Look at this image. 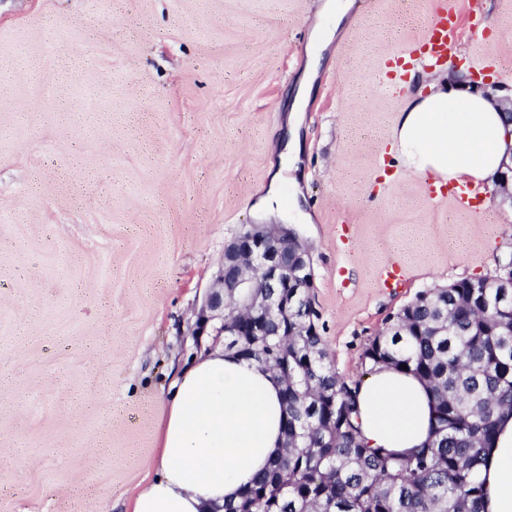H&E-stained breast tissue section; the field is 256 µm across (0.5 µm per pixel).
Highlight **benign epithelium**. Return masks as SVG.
Returning a JSON list of instances; mask_svg holds the SVG:
<instances>
[{
  "label": "benign epithelium",
  "mask_w": 512,
  "mask_h": 512,
  "mask_svg": "<svg viewBox=\"0 0 512 512\" xmlns=\"http://www.w3.org/2000/svg\"><path fill=\"white\" fill-rule=\"evenodd\" d=\"M505 194L512 200V166L500 174L491 199ZM261 268L264 278L256 285L243 264ZM314 270L309 247L292 224H250L224 247V257L214 283L196 313V335L209 324L224 321L226 301L252 288L251 301L268 313L288 310V289L313 288Z\"/></svg>",
  "instance_id": "1"
}]
</instances>
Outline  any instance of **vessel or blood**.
Segmentation results:
<instances>
[{"label": "vessel or blood", "instance_id": "vessel-or-blood-1", "mask_svg": "<svg viewBox=\"0 0 512 512\" xmlns=\"http://www.w3.org/2000/svg\"><path fill=\"white\" fill-rule=\"evenodd\" d=\"M457 46V16L449 9L447 0H432L427 22L419 36L407 47H404L390 57L392 65L391 83L399 85L402 76L412 63L425 60L440 63L453 53ZM429 197L437 204L453 201L464 210H474L481 204L482 198L470 184L437 183L430 185Z\"/></svg>", "mask_w": 512, "mask_h": 512}]
</instances>
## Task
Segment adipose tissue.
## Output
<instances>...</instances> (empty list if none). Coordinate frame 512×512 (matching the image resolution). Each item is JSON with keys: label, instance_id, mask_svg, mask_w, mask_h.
<instances>
[{"label": "adipose tissue", "instance_id": "1", "mask_svg": "<svg viewBox=\"0 0 512 512\" xmlns=\"http://www.w3.org/2000/svg\"><path fill=\"white\" fill-rule=\"evenodd\" d=\"M426 95L407 96L392 128L406 170L486 188L512 162V131L498 102L462 94L452 79L422 74ZM281 383L258 364L203 349L178 367L155 432V473L124 512H224L282 450ZM360 429L373 448L405 452L432 431V403L415 376L377 368L358 393ZM483 512H512V413L500 414L480 468Z\"/></svg>", "mask_w": 512, "mask_h": 512}]
</instances>
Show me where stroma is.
Here are the masks:
<instances>
[{
  "mask_svg": "<svg viewBox=\"0 0 512 512\" xmlns=\"http://www.w3.org/2000/svg\"><path fill=\"white\" fill-rule=\"evenodd\" d=\"M323 2L0 0V512H122L245 225H296L348 380L398 308L512 253V206H432L392 149L404 99L379 77L431 0H347L342 25ZM450 2L458 49L419 70L507 94L512 0ZM306 81L296 179L255 209ZM391 263L405 277L387 288Z\"/></svg>",
  "mask_w": 512,
  "mask_h": 512,
  "instance_id": "35a3bbf8",
  "label": "stroma"
}]
</instances>
